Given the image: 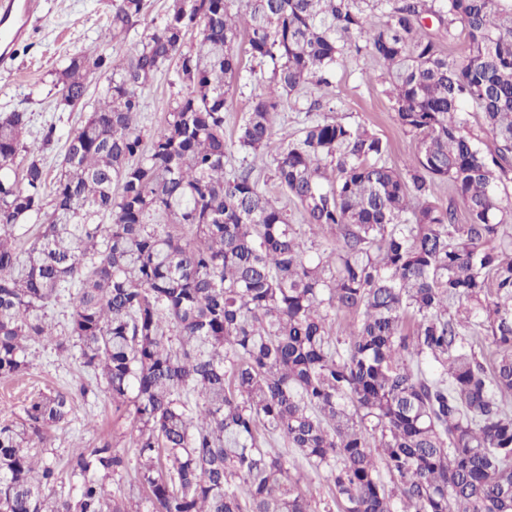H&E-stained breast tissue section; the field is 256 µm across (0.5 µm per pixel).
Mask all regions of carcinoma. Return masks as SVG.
<instances>
[{"instance_id":"carcinoma-1","label":"carcinoma","mask_w":512,"mask_h":512,"mask_svg":"<svg viewBox=\"0 0 512 512\" xmlns=\"http://www.w3.org/2000/svg\"><path fill=\"white\" fill-rule=\"evenodd\" d=\"M145 9L114 0L112 37ZM427 18L450 39L461 28L464 52L445 54ZM242 38L272 85L228 143ZM360 41L416 142L401 170L376 133L334 117L273 138L282 96L331 86ZM172 61L183 88L145 145L140 94ZM95 73L101 102L51 179L56 125L26 146L27 114L0 113V381L29 373L35 344L79 359L130 408L153 512H318L305 464L336 512H512V241L496 242L512 223V0H171L130 56L71 57L61 104L84 105ZM465 110L489 153L463 133ZM233 148L270 159L336 246L308 258L254 167L224 170ZM438 181L467 223L432 200ZM64 304L59 331L46 310ZM72 408L42 392L0 420V512H140L103 483L125 467L106 437L68 460L76 490H54L56 463L32 450ZM466 120L464 124L465 133L470 136L484 151L492 146V140L489 133L483 128L481 117L476 112L463 114Z\"/></svg>"}]
</instances>
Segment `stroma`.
Returning a JSON list of instances; mask_svg holds the SVG:
<instances>
[{"label": "stroma", "mask_w": 512, "mask_h": 512, "mask_svg": "<svg viewBox=\"0 0 512 512\" xmlns=\"http://www.w3.org/2000/svg\"><path fill=\"white\" fill-rule=\"evenodd\" d=\"M169 0H148L144 18L122 39L110 41L104 34L112 18V0H42L40 20L31 36L19 43L13 53L10 73L0 74V113L14 110L29 116L26 140L40 137L43 128L56 124L58 140L44 152L50 170H57L65 150L64 139L84 120L83 109L61 110L58 80L70 57L77 54L107 53L128 57L154 22L160 21ZM381 66L369 54H349L335 75L330 95L336 103L335 116L351 124H361L376 132L389 144L386 161L399 169L416 151L415 142L400 130L390 102L384 94ZM182 84L175 64H167L154 81L141 92L139 125L143 131L155 129L164 119L169 105ZM320 91L305 88L285 96L274 117L276 137H298L311 119H323L324 109L315 107ZM33 367L20 381L0 382V419L21 414L27 395L47 389L69 391L74 399L66 426L52 429L46 455L57 463L59 485L63 490L77 486L78 479L67 466L75 446L93 447L100 435H111L113 448L127 462L126 471L108 477L111 493L125 495L133 490L137 451L128 436V420L117 418L112 402L98 387L81 394L89 385L78 359L57 358L48 347L32 350Z\"/></svg>", "instance_id": "35a3bbf8"}]
</instances>
